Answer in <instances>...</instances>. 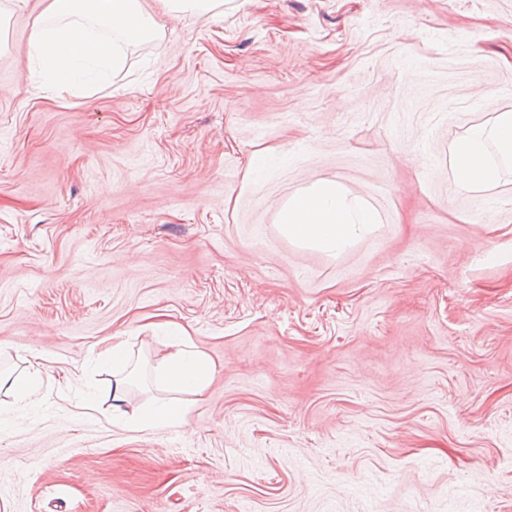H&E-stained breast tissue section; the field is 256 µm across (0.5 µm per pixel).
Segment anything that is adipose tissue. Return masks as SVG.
Masks as SVG:
<instances>
[{
	"label": "adipose tissue",
	"instance_id": "adipose-tissue-1",
	"mask_svg": "<svg viewBox=\"0 0 512 512\" xmlns=\"http://www.w3.org/2000/svg\"><path fill=\"white\" fill-rule=\"evenodd\" d=\"M158 33L154 17L141 0H48L30 39V54L36 61L30 79L71 90L96 71L120 67L122 43L151 40ZM450 170L459 192L498 186L512 172V113L502 112L492 123L473 125L453 141ZM380 222L375 208L349 200L331 180L294 193L277 219L289 241L331 256L374 233ZM188 339L187 332H180L174 352L155 369L168 397L152 400L130 414L122 405L138 365L126 341L113 337L103 352L112 364L113 420L133 431L186 424L189 405L183 393L202 392L213 373L209 360L189 349Z\"/></svg>",
	"mask_w": 512,
	"mask_h": 512
}]
</instances>
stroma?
I'll return each mask as SVG.
<instances>
[{"label":"stroma","instance_id":"obj_1","mask_svg":"<svg viewBox=\"0 0 512 512\" xmlns=\"http://www.w3.org/2000/svg\"><path fill=\"white\" fill-rule=\"evenodd\" d=\"M35 88L44 0H0V512H512V182L449 145L512 111V0H224ZM376 207L332 257L276 215ZM170 321L214 365L187 425L112 421L113 333L160 396ZM381 223L375 208L349 200L331 180H319L294 193L277 219L279 231L289 241L331 256L371 235ZM38 365L39 363L31 365L32 370L29 373V376L24 380H20L18 378H10V376H5L1 373L0 390L5 387L6 390L13 394L16 401L30 400V398L34 395L36 387L39 383L40 369Z\"/></svg>","mask_w":512,"mask_h":512}]
</instances>
